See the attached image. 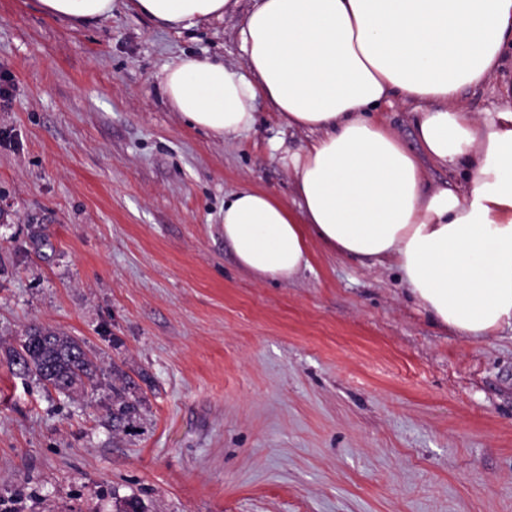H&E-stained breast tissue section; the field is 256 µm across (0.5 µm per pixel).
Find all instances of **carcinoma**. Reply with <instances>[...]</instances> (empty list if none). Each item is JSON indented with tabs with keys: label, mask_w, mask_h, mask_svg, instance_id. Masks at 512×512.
I'll use <instances>...</instances> for the list:
<instances>
[{
	"label": "carcinoma",
	"mask_w": 512,
	"mask_h": 512,
	"mask_svg": "<svg viewBox=\"0 0 512 512\" xmlns=\"http://www.w3.org/2000/svg\"><path fill=\"white\" fill-rule=\"evenodd\" d=\"M14 363L54 390L69 394L93 384L99 367L83 347L62 331L31 327L21 341ZM140 401L126 387H112V428H134Z\"/></svg>",
	"instance_id": "carcinoma-1"
}]
</instances>
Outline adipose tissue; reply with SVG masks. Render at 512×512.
<instances>
[{
  "instance_id": "1",
  "label": "adipose tissue",
  "mask_w": 512,
  "mask_h": 512,
  "mask_svg": "<svg viewBox=\"0 0 512 512\" xmlns=\"http://www.w3.org/2000/svg\"><path fill=\"white\" fill-rule=\"evenodd\" d=\"M75 22L112 0H38ZM233 0H133L165 28L223 19ZM242 71L183 58L163 70L171 106L222 138L253 128L264 97L309 142L286 158L294 204L257 188L224 198V239L244 268L288 280L326 251L396 268L440 325L475 339L512 327V80L509 104L466 111L463 90L512 70V0H254L237 31ZM414 104L415 155L376 115ZM462 171L431 188L428 166Z\"/></svg>"
}]
</instances>
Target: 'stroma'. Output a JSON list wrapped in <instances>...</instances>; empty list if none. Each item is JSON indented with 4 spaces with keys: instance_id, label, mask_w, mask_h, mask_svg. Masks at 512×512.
<instances>
[{
    "instance_id": "35a3bbf8",
    "label": "stroma",
    "mask_w": 512,
    "mask_h": 512,
    "mask_svg": "<svg viewBox=\"0 0 512 512\" xmlns=\"http://www.w3.org/2000/svg\"><path fill=\"white\" fill-rule=\"evenodd\" d=\"M250 6L179 33L131 0L82 24L0 0V512H512L511 328L460 336L397 269L315 242L284 282L225 242V195L293 202L282 153L308 137L261 97L211 137L160 76L241 69ZM33 324L84 343L94 387L19 372ZM116 367L141 414L119 434Z\"/></svg>"
}]
</instances>
